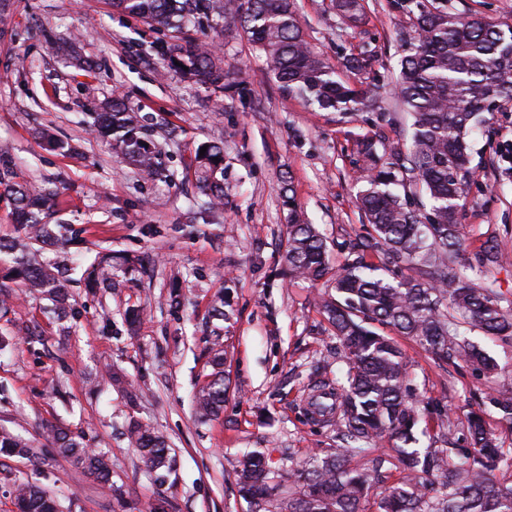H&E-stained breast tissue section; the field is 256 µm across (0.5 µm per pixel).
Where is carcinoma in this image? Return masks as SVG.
I'll return each mask as SVG.
<instances>
[{
	"label": "carcinoma",
	"mask_w": 512,
	"mask_h": 512,
	"mask_svg": "<svg viewBox=\"0 0 512 512\" xmlns=\"http://www.w3.org/2000/svg\"><path fill=\"white\" fill-rule=\"evenodd\" d=\"M393 2L401 16L415 18L412 35L400 33L403 57L395 85L412 118L411 144L405 154H381V142L373 138L358 144L367 183L358 199L368 223L364 240L342 264L331 266L319 232L300 219L290 186L282 188L291 214L284 255L288 271L313 282L328 277L335 291L319 296L318 304L343 349L347 370L334 387L313 386L308 411L334 421L341 446L287 467L273 466L261 452L244 453L236 482L252 512H367L368 496L382 482L385 467L400 470L401 479L375 497L376 512H512V486L496 477L507 458L483 411L469 413L460 439L451 413H438L448 447H414V430L428 408H420L411 393L401 346L380 332L389 328L439 360L470 366L488 383L489 404L499 419L512 423V388L494 384L498 364L470 338L478 332L512 345V306H503V294L481 284L486 269L502 265L504 255L487 240L476 262L468 261L458 222L473 175L469 136L493 102L512 100V28L452 12L448 0ZM112 7L162 33L167 40L157 43L156 53L220 92L232 88L229 72L212 48L187 35L190 25L214 17L239 22L281 86L320 109L358 112L375 105L384 89L377 82L368 96L336 78L304 39L294 0H112ZM336 8L351 23L363 20L361 0H336ZM144 122L114 98L97 114L95 127L140 175L155 178L162 174L161 162L144 142ZM193 177L205 199L188 213L189 223L214 224L224 207V147L209 144L204 155L195 156ZM414 186L430 200L425 214L401 197ZM2 195L11 199L15 223L28 239L65 245L50 231L56 193L21 183L1 166ZM367 251L378 255L380 265L365 262ZM110 260L103 255L91 265L88 287H112L96 274ZM402 268L411 275L398 280L395 271ZM0 277L22 282L67 311L60 272L41 259L39 249L22 253ZM211 363L213 372L195 400L202 418L218 414L227 391L224 347L218 342ZM50 436L64 456L101 482L112 481L105 453L85 447L63 428L51 429ZM127 439L156 479L164 480L171 461L167 440L137 419L130 420ZM30 448L21 436L0 429V454L27 456ZM372 452L377 456L370 468L350 467L352 458ZM16 505L18 512H58L55 498L36 486L19 487Z\"/></svg>",
	"instance_id": "1"
}]
</instances>
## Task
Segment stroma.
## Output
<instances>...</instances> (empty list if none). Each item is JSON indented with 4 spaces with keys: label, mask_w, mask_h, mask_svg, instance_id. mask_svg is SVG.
<instances>
[{
    "label": "stroma",
    "mask_w": 512,
    "mask_h": 512,
    "mask_svg": "<svg viewBox=\"0 0 512 512\" xmlns=\"http://www.w3.org/2000/svg\"><path fill=\"white\" fill-rule=\"evenodd\" d=\"M306 40L337 75L352 83L380 79L388 91L377 109L327 112L285 91L264 55L239 25L225 23L216 50L236 75V89L218 92L157 55L158 35L117 14L111 0H8L0 27V154L18 180L57 193L64 249L47 259L72 267L65 316L51 302L8 282L0 313V426L30 441L29 456H0V512H16V484L54 496L62 512H249L235 466L246 451L290 464L336 445L330 427L306 420L301 408L315 384H335L326 357L336 338L314 298L324 283L282 276L289 210L281 200L291 179L296 204L323 234L339 265L364 233L355 204L363 172L355 164L366 137L405 149L412 123L393 93L403 56L391 0H366L360 27L345 24L334 0H294ZM371 51V70L343 58ZM121 97L153 124L148 143L165 142L170 181L140 178L94 129L96 113ZM50 132L63 147L40 137ZM224 147V210L220 223L188 225L197 189L183 168L200 144ZM474 175L460 213L468 255L496 239L512 258V102L488 114L472 140ZM109 253L112 286L86 288L82 274L95 254ZM184 295L171 311L168 293ZM223 291L232 310L209 320ZM143 315L127 332V309ZM222 338L229 390L221 415L198 420L196 386L210 373L209 348ZM409 378L431 409L465 419L482 407L491 430L512 455V424L489 408L486 387L466 364L435 363L401 340ZM123 376V387L101 377ZM157 429L174 463L157 481L125 436L130 420ZM66 426L87 447L105 451L112 482L104 484L63 456L47 425Z\"/></svg>",
    "instance_id": "1"
}]
</instances>
